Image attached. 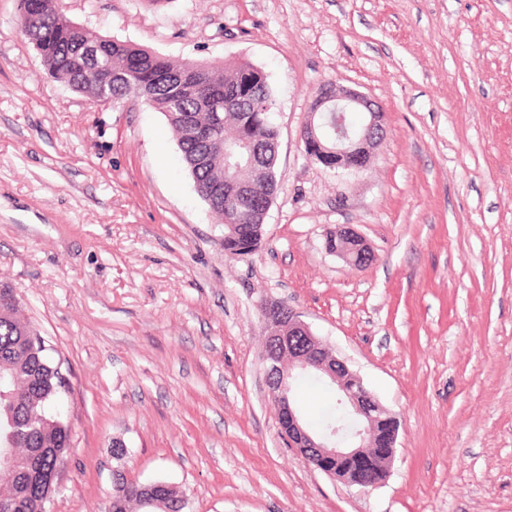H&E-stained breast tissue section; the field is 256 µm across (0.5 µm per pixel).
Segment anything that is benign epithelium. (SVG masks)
Instances as JSON below:
<instances>
[{"label":"benign epithelium","instance_id":"7a95c632","mask_svg":"<svg viewBox=\"0 0 512 512\" xmlns=\"http://www.w3.org/2000/svg\"><path fill=\"white\" fill-rule=\"evenodd\" d=\"M336 111L360 112L365 117V133L353 134L336 128V136L316 132L320 113ZM385 136L383 109L367 95L333 82L320 86L309 108L302 140L306 153L327 169L336 172L364 169ZM340 242L337 256L352 262L350 245L366 256L372 251L365 240L351 227L336 232ZM267 329V346L262 353L265 380L272 405L277 412L281 434L288 446L296 449L318 470L336 479L345 465L362 468L372 457L389 466L395 452L397 432L382 437L376 424L388 410L365 386L360 374L336 354L329 344L316 337L310 327L293 311L283 312L273 302L261 304ZM314 373L325 378L336 389L337 404L354 426L344 432L338 426L326 437L310 431L289 392L299 376Z\"/></svg>","mask_w":512,"mask_h":512}]
</instances>
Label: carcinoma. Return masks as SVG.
Listing matches in <instances>:
<instances>
[{"label": "carcinoma", "mask_w": 512, "mask_h": 512, "mask_svg": "<svg viewBox=\"0 0 512 512\" xmlns=\"http://www.w3.org/2000/svg\"><path fill=\"white\" fill-rule=\"evenodd\" d=\"M19 24L43 67L73 91L114 107L133 100L137 91L147 106L163 113L196 193L224 225V252L241 255L254 249L277 190L274 91L261 68L174 61L116 37L95 35L54 3L37 19L19 12ZM257 149L266 179L248 208L238 211L224 196V186L254 179L250 159ZM18 307L17 300L0 303V439L10 431L11 420L22 430L15 436L12 468L0 476V503L21 496L25 512H46L49 498L31 484L29 473L53 471L70 448L68 427L52 412L64 378L44 338L18 317ZM125 486L124 475L113 478V507L120 512H183L187 506L186 495L177 490L156 499L127 492Z\"/></svg>", "instance_id": "obj_1"}]
</instances>
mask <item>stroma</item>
I'll return each instance as SVG.
<instances>
[{"label":"stroma","instance_id":"stroma-1","mask_svg":"<svg viewBox=\"0 0 512 512\" xmlns=\"http://www.w3.org/2000/svg\"><path fill=\"white\" fill-rule=\"evenodd\" d=\"M171 58L249 62L276 94L278 190L258 248L226 255L156 110L57 82L0 0V283L70 389L47 512H104L112 472L188 512H512V0H63ZM378 101L369 168L337 176L301 130L321 84ZM354 228L374 259L329 252ZM300 315L400 421L385 481L289 448L262 302ZM312 432L334 402L296 381ZM126 454L115 459V447Z\"/></svg>","mask_w":512,"mask_h":512}]
</instances>
